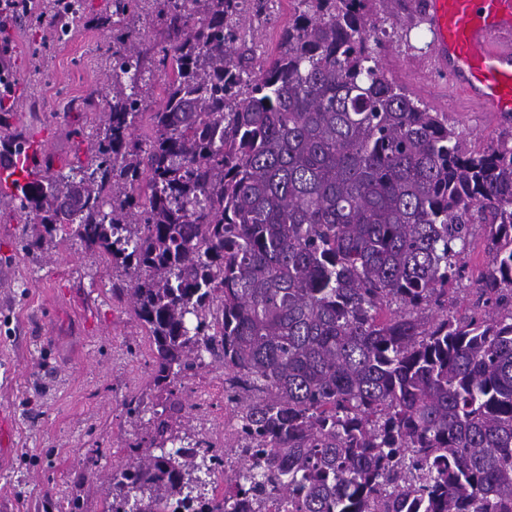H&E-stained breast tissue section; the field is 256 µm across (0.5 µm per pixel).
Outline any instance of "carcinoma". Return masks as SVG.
<instances>
[{
	"instance_id": "carcinoma-1",
	"label": "carcinoma",
	"mask_w": 512,
	"mask_h": 512,
	"mask_svg": "<svg viewBox=\"0 0 512 512\" xmlns=\"http://www.w3.org/2000/svg\"><path fill=\"white\" fill-rule=\"evenodd\" d=\"M366 2L299 0L256 68L245 0H166L148 140L129 47L87 178L0 143L23 157L3 167L18 208L51 233L69 205L151 342L155 409L105 512L206 498L189 477L224 455L183 422L182 388L207 357L245 459L201 512L267 490L293 512H512V130L476 149L389 79ZM478 225L488 267L461 314Z\"/></svg>"
}]
</instances>
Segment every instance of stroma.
Instances as JSON below:
<instances>
[{
	"mask_svg": "<svg viewBox=\"0 0 512 512\" xmlns=\"http://www.w3.org/2000/svg\"><path fill=\"white\" fill-rule=\"evenodd\" d=\"M428 0H368L377 20L378 57L389 79L463 136L490 144L499 127L469 111L437 70V35ZM298 0H269L246 15L243 40L257 61L279 51ZM162 0H132V39L112 29V0H82L78 17H57L53 0H34L30 14L0 26V69L13 91L0 114V141H36L51 171L91 172L112 108V53L138 45L149 112L165 101L156 51L166 44ZM39 229L0 185V417L11 421L14 446L0 458V512H48L79 493L83 512H103L108 477L125 458L147 415L132 419L125 403L148 392L152 358L145 329L128 303L112 296L119 277L97 252L61 236L26 242ZM39 236V235H38ZM190 422L224 443V368L198 370L184 390Z\"/></svg>",
	"mask_w": 512,
	"mask_h": 512,
	"instance_id": "1",
	"label": "stroma"
}]
</instances>
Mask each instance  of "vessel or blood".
<instances>
[{"mask_svg":"<svg viewBox=\"0 0 512 512\" xmlns=\"http://www.w3.org/2000/svg\"><path fill=\"white\" fill-rule=\"evenodd\" d=\"M448 84L496 123L512 117V0H429Z\"/></svg>","mask_w":512,"mask_h":512,"instance_id":"1","label":"vessel or blood"}]
</instances>
